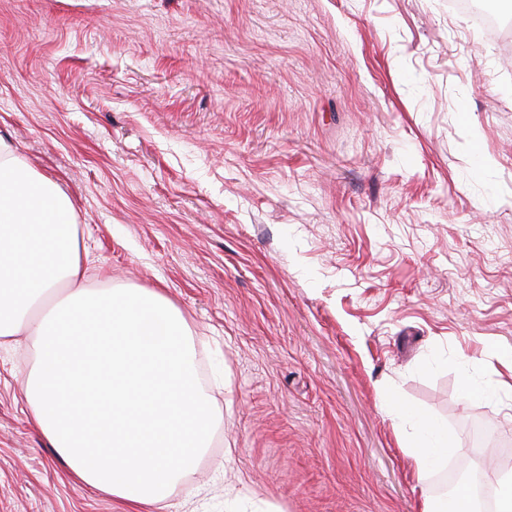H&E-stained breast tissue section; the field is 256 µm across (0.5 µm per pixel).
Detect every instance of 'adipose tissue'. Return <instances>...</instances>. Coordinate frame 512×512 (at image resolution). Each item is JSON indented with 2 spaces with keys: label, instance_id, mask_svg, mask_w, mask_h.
Listing matches in <instances>:
<instances>
[{
  "label": "adipose tissue",
  "instance_id": "adipose-tissue-1",
  "mask_svg": "<svg viewBox=\"0 0 512 512\" xmlns=\"http://www.w3.org/2000/svg\"><path fill=\"white\" fill-rule=\"evenodd\" d=\"M87 251L67 196L0 137V337L38 351L32 420L84 485L156 505L207 447L213 413L179 312L153 289L88 287ZM61 284L67 303L32 317Z\"/></svg>",
  "mask_w": 512,
  "mask_h": 512
}]
</instances>
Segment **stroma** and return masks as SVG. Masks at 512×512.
<instances>
[{"label":"stroma","mask_w":512,"mask_h":512,"mask_svg":"<svg viewBox=\"0 0 512 512\" xmlns=\"http://www.w3.org/2000/svg\"><path fill=\"white\" fill-rule=\"evenodd\" d=\"M0 135L67 194L91 287L192 332L217 422L146 512L512 477V47L448 0H0ZM37 364L0 343V512H137L33 426ZM419 416L455 440L429 469Z\"/></svg>","instance_id":"stroma-1"}]
</instances>
